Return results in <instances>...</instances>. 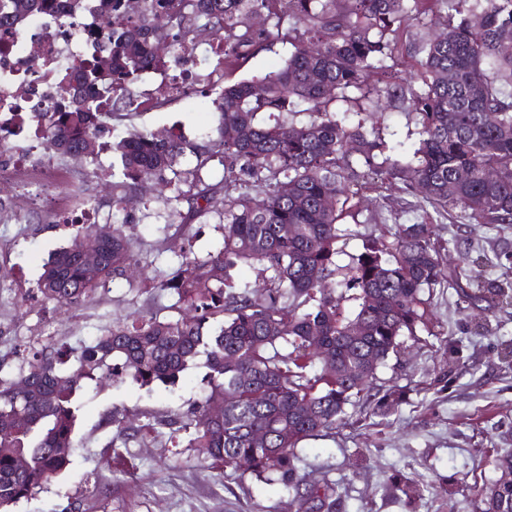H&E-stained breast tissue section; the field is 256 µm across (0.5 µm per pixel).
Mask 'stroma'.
Here are the masks:
<instances>
[{"mask_svg": "<svg viewBox=\"0 0 512 512\" xmlns=\"http://www.w3.org/2000/svg\"><path fill=\"white\" fill-rule=\"evenodd\" d=\"M208 84L200 78L189 98L113 117L112 140L132 128H173L190 142L216 141L217 111L188 104ZM347 118L367 129L380 123L403 153L414 148V117L404 108L352 111ZM112 161L104 151L73 169L83 184L82 200L100 212V225H122L131 239L135 272L114 277L79 308L57 306L41 298L36 282L49 253L67 246L74 234L55 213L68 201V188L35 199L26 223H0V378L18 375L26 343L78 353L115 321L178 318L176 296L158 289V282L188 254L221 248L217 215H189L187 202H173L172 188L155 178L141 183L136 202L113 206L107 189ZM405 198L400 186L366 177L358 218L344 222L337 263L360 254L366 234L388 233L397 220L423 221L438 225L441 262L458 272V286L434 288L415 335L403 336L398 353L378 369L377 388L400 394L391 413L347 406L335 432L301 443L300 473L310 483L328 478L344 484L348 496L336 512H478L471 485L478 477L495 479L497 452L512 449V303L489 299L462 307L457 290L474 275L512 283V265L497 260L512 253V225H472L429 204L405 212ZM479 254L489 265L472 264ZM206 373L199 363L172 384L145 387L122 374L85 386L69 466L9 512H292L279 482L242 467H211L189 447L186 434L162 427V420L181 418L197 403ZM114 414L133 422L130 436L114 438L108 422Z\"/></svg>", "mask_w": 512, "mask_h": 512, "instance_id": "stroma-1", "label": "stroma"}]
</instances>
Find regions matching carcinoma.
Masks as SVG:
<instances>
[{
  "label": "carcinoma",
  "mask_w": 512,
  "mask_h": 512,
  "mask_svg": "<svg viewBox=\"0 0 512 512\" xmlns=\"http://www.w3.org/2000/svg\"><path fill=\"white\" fill-rule=\"evenodd\" d=\"M47 2L8 0L0 28L21 25ZM159 8L157 0H99L112 22L104 44L112 68L93 62L86 76L129 112L130 85L147 69L169 68L200 22L224 33L217 66L229 72L262 37L292 50L279 69L216 92L224 154L218 199L193 192L210 159L202 144L137 129L116 143L104 141L103 117L114 112L76 98L43 114V139L59 156L87 158L100 148L119 153L113 202L135 195L142 178L168 173L174 200L191 202L199 216L218 212L223 246L185 258L159 284L192 315L118 322L74 357L63 347L36 348L18 378L0 379V507L33 495L67 468L76 448V391L84 384L121 370L143 386L173 383L203 358L201 401L193 416L168 425L187 433L190 447L212 465L235 469L245 460L255 474L277 475L296 512H334L344 497L341 485L303 483L298 445L336 429L355 398L388 407L393 391L372 387L377 369L398 352L401 336L415 334L424 290L457 279L439 262L431 224L396 223L391 239L372 235L350 264L336 263L359 168L470 224H512V50L504 51L512 47V0H171ZM423 16L451 36L428 34L410 45L417 76L408 81L398 70L397 36ZM258 17L276 33L256 28ZM375 70L384 85L368 82ZM327 85L331 96L323 93ZM380 96L408 103L416 118L418 144L407 158L381 127L367 134L336 109L344 102L364 111ZM266 113L278 119L264 123ZM59 123L69 136H57ZM227 127L243 135L227 139ZM188 151L197 164L184 169ZM284 183L294 186L292 194H281ZM92 234L93 225L77 226L71 243L44 262L37 282L44 300L77 309L136 266L132 243L115 225L100 244V278L88 281L80 248ZM239 262L259 268L263 287L226 289L228 270ZM486 292L512 298V284L489 288L479 280L459 298L473 303ZM347 299L356 302L349 315L342 308ZM355 325L359 337L351 334ZM316 361L322 369L312 373ZM214 401L224 412L209 421ZM19 457L27 460L23 472L15 467ZM495 469L497 479L474 485L479 512H512L511 450L497 456Z\"/></svg>",
  "instance_id": "cac0c4a2"
}]
</instances>
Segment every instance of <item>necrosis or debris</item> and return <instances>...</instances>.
<instances>
[{
  "label": "necrosis or debris",
  "mask_w": 512,
  "mask_h": 512,
  "mask_svg": "<svg viewBox=\"0 0 512 512\" xmlns=\"http://www.w3.org/2000/svg\"><path fill=\"white\" fill-rule=\"evenodd\" d=\"M105 19L88 13L71 20L68 0L33 13L20 31L0 35V206L8 193L44 196L58 184L60 169L40 156L36 116L52 111L67 96V85L78 82V68L60 74L61 58L84 62L95 38L106 36Z\"/></svg>",
  "instance_id": "obj_1"
}]
</instances>
